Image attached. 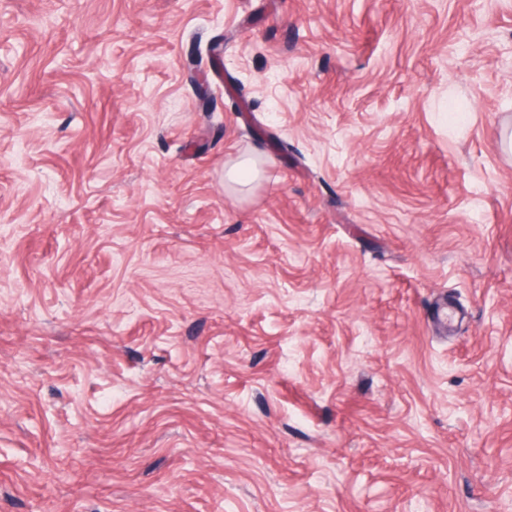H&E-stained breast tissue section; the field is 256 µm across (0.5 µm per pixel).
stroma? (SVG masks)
<instances>
[{"mask_svg": "<svg viewBox=\"0 0 512 512\" xmlns=\"http://www.w3.org/2000/svg\"><path fill=\"white\" fill-rule=\"evenodd\" d=\"M0 512H512V0H0Z\"/></svg>", "mask_w": 512, "mask_h": 512, "instance_id": "35a3bbf8", "label": "stroma"}]
</instances>
